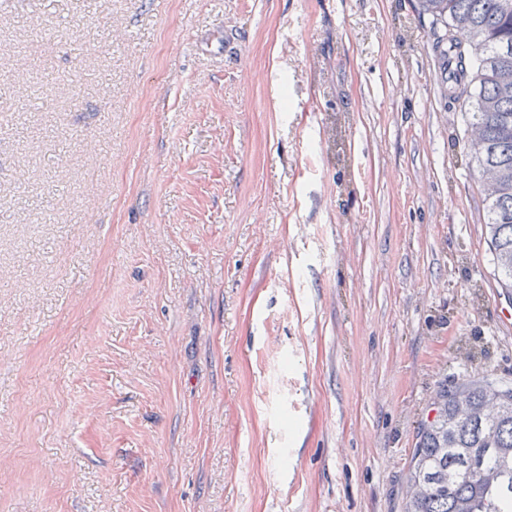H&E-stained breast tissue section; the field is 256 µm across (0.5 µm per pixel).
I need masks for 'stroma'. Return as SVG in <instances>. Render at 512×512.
<instances>
[{
	"label": "stroma",
	"instance_id": "stroma-1",
	"mask_svg": "<svg viewBox=\"0 0 512 512\" xmlns=\"http://www.w3.org/2000/svg\"><path fill=\"white\" fill-rule=\"evenodd\" d=\"M417 5L0 0V512H404L512 383Z\"/></svg>",
	"mask_w": 512,
	"mask_h": 512
}]
</instances>
